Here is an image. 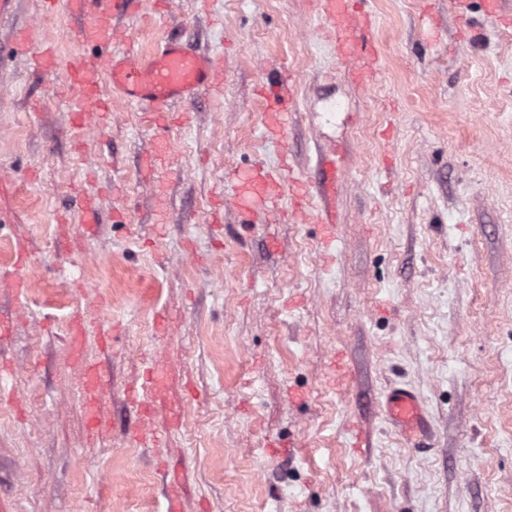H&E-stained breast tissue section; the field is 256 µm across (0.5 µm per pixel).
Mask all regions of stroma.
Segmentation results:
<instances>
[{
    "label": "stroma",
    "mask_w": 512,
    "mask_h": 512,
    "mask_svg": "<svg viewBox=\"0 0 512 512\" xmlns=\"http://www.w3.org/2000/svg\"><path fill=\"white\" fill-rule=\"evenodd\" d=\"M370 8L366 91L315 0H171L122 26L144 56L173 35L224 57L163 144L106 78L104 127L72 123L66 62L97 53L77 19L18 0L0 22L59 61L0 58V512H165L171 494L183 512H512V23L479 0L464 20L448 0ZM271 68L296 89L280 142L256 92ZM329 153L333 260L291 193L239 224L242 171L290 169L312 196ZM150 371L146 415L129 390ZM395 387L422 403L420 446L384 418ZM322 163L327 167L328 176L327 180L320 185L319 191L324 201L328 202L338 190L343 169L335 155L322 159ZM86 382L88 386L89 396L87 398V415L89 421L94 424L97 421L98 406L101 400L102 394L105 392L106 387L100 379V375L97 370L91 368L86 373Z\"/></svg>",
    "instance_id": "obj_1"
}]
</instances>
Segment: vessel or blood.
Instances as JSON below:
<instances>
[{
    "label": "vessel or blood",
    "instance_id": "1",
    "mask_svg": "<svg viewBox=\"0 0 512 512\" xmlns=\"http://www.w3.org/2000/svg\"><path fill=\"white\" fill-rule=\"evenodd\" d=\"M369 0H317L325 22L324 29L336 39L342 59L350 62L358 73L361 89H369L378 79L377 48L368 36L373 15ZM72 17L80 19L79 36L84 44L105 49L98 65L89 67L74 62L67 73L76 87L75 96L65 103L73 122L82 114L103 111L98 96L101 76H108L113 87L119 88L124 99L135 106L160 112L169 102L191 98L201 89L217 85L220 69L213 58L187 50L180 38L171 37L157 44L151 57H141L128 48H117V22L137 15L143 0H62ZM266 110L263 114L265 133L274 137L282 133V117L295 105L296 90L290 80L272 73L263 89ZM328 176L320 185L323 199H331L339 187L343 169L335 157L323 160ZM286 188V178L265 168L250 166L238 175L232 202L243 224H251L255 216L267 210ZM304 221L320 223L324 238L322 246L331 249L334 215L330 209H318L308 204L300 210ZM89 396L87 415L96 421L98 406L105 386L97 370L86 374ZM383 413L406 440L416 439L425 429V417L418 397L409 389L393 388L386 396Z\"/></svg>",
    "mask_w": 512,
    "mask_h": 512
}]
</instances>
